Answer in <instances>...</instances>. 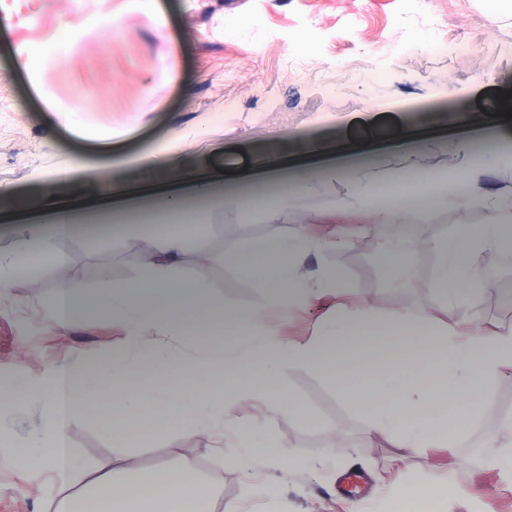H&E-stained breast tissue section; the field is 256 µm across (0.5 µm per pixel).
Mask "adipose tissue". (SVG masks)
<instances>
[{"mask_svg":"<svg viewBox=\"0 0 512 512\" xmlns=\"http://www.w3.org/2000/svg\"><path fill=\"white\" fill-rule=\"evenodd\" d=\"M414 170L413 163H405L392 171V184L359 189V204L384 223L404 221L414 199L428 209L447 204L440 173H427L425 181L413 188L408 177ZM23 233L24 251L0 256L1 289L29 269L33 260L64 263L69 214L53 215L50 230L27 225ZM160 237L162 260L146 264L142 275L123 287L96 292L66 280L51 298L55 325H67L90 313L126 324V351L101 369L69 364L33 385H0V414L15 400L33 394L43 401L45 465L65 482L54 512H236L231 504L217 506L188 460L149 470L131 465L120 475L105 472L89 482L85 496H72L69 486L80 480L82 467L70 446V427L87 409L93 410L103 431L119 447L126 446L137 431L149 442L172 428L206 434L233 429L234 452L245 466L250 462L251 438L237 428L232 409L239 400L260 394L272 416L289 415L286 398L267 395L264 386L284 363L319 371L347 403L365 413L374 433L408 450L455 447L481 414L493 383L512 373V330L463 334L448 324L437 327L428 320H414L403 310L383 318L365 306L342 315L313 341L288 346L272 321L257 310L226 314V322L236 325L238 335L231 342L208 347L195 360L196 384L188 387L168 376L151 396L130 388L105 401L101 397L105 375L121 377L136 361L162 370L175 360L170 351L144 346L140 328L180 336L187 325L200 329L208 325L205 315L214 306L209 284L170 276L171 260L196 240V223L165 230ZM431 248L439 266L432 286L443 298L456 299L460 290L483 287L479 262L485 255L512 249V216L451 229ZM302 259L303 250L296 243L269 240L250 244L240 264L267 288L269 304L284 308L304 302L310 294L299 274ZM447 496L444 488L410 484L397 490L389 512H444Z\"/></svg>","mask_w":512,"mask_h":512,"instance_id":"adipose-tissue-1","label":"adipose tissue"}]
</instances>
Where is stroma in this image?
<instances>
[{
	"label": "stroma",
	"mask_w": 512,
	"mask_h": 512,
	"mask_svg": "<svg viewBox=\"0 0 512 512\" xmlns=\"http://www.w3.org/2000/svg\"><path fill=\"white\" fill-rule=\"evenodd\" d=\"M463 41L471 53L460 52ZM437 42L442 51H432ZM502 91H512V16L491 20L480 0H425L419 14L408 0H372L365 9L357 0H0V252L20 250L21 225L73 200L85 201L89 214L123 213L100 197L99 176L162 206L158 183L179 187L200 168L217 182L253 187L277 166L287 184L330 166L333 174L289 194L274 212L246 218L197 200V245L174 269L210 285L215 331L176 340L145 327V344L181 348L187 361L178 375L196 383L191 360L229 339L221 330L225 309L247 312L265 301V289L238 264L242 248L300 234L307 246L301 274L333 272L345 292L322 282L306 302L271 309L284 343L307 341L362 305L385 317L405 308L420 321L438 313L429 242L456 227L492 223L498 200L512 192V164L487 175L484 204L418 209L399 224L415 245L412 275L400 284L377 247L387 227L356 211L354 189L383 184L399 165L402 128L414 136L417 167L472 169L461 143L501 109ZM359 155L369 164H357ZM69 162L75 175L54 183ZM146 240L77 225L65 265L46 266L34 281L14 277L0 293V377L36 381L61 364L92 367L122 349L123 324L88 315L55 327L50 299L63 279L93 290L132 280L148 251L120 264L112 256ZM499 261L502 272L455 311L473 328H512V254L500 253ZM270 390L293 398L290 416L270 419L258 399L233 409L256 446L246 467L225 449L233 433L172 429L116 448L90 412L73 421L71 445L91 473L124 467L131 457L145 468L191 460L217 503L240 512H386L401 484L446 478L456 487L447 512H512L505 478L512 457L500 446L512 432V377L495 383L484 415L455 447L418 451L371 433L365 416L308 366L284 364ZM5 422L0 512H48L61 477L35 445L40 398ZM271 442L287 446L293 465L267 459ZM265 485L277 488V498L257 495Z\"/></svg>",
	"instance_id": "obj_1"
}]
</instances>
